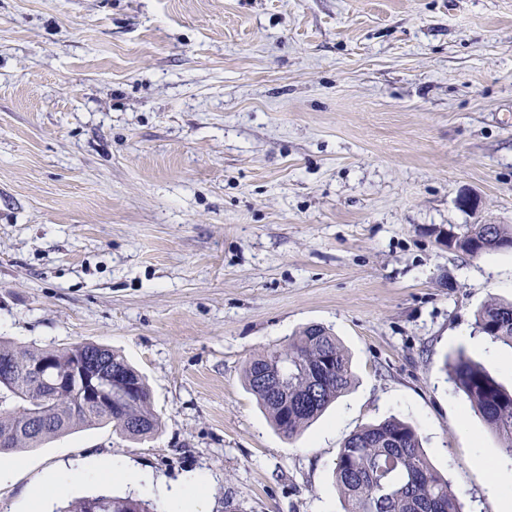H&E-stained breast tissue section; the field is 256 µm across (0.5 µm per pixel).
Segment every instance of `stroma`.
I'll use <instances>...</instances> for the list:
<instances>
[{
    "mask_svg": "<svg viewBox=\"0 0 512 512\" xmlns=\"http://www.w3.org/2000/svg\"><path fill=\"white\" fill-rule=\"evenodd\" d=\"M477 221L512 225V0H0V338L111 347L161 421L15 453L0 512L107 456L205 475L198 512H342L337 450L389 417L499 512L512 459L444 369L462 351L512 387L474 331L512 251L441 240ZM309 324L354 381L291 441L242 369ZM99 493L142 491L46 508Z\"/></svg>",
    "mask_w": 512,
    "mask_h": 512,
    "instance_id": "35a3bbf8",
    "label": "stroma"
}]
</instances>
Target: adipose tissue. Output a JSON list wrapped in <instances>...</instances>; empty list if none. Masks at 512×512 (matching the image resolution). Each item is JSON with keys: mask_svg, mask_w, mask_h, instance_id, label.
<instances>
[{"mask_svg": "<svg viewBox=\"0 0 512 512\" xmlns=\"http://www.w3.org/2000/svg\"><path fill=\"white\" fill-rule=\"evenodd\" d=\"M89 477L100 481L120 478L137 485L146 493L172 503L184 500L198 502L207 492V480L204 476L189 477L181 487L170 491L159 485L151 476L130 468L125 461L107 458L91 471L81 466L56 470L47 482L30 491L28 495L30 512H42L46 499L64 496L72 484Z\"/></svg>", "mask_w": 512, "mask_h": 512, "instance_id": "obj_1", "label": "adipose tissue"}]
</instances>
